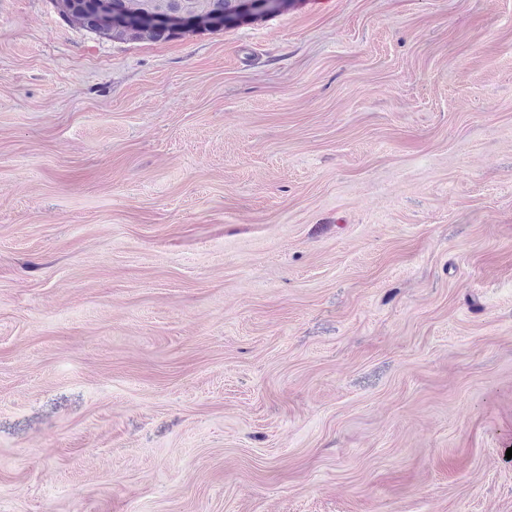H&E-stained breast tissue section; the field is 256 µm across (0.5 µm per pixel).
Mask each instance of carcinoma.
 I'll return each mask as SVG.
<instances>
[{"mask_svg": "<svg viewBox=\"0 0 512 512\" xmlns=\"http://www.w3.org/2000/svg\"><path fill=\"white\" fill-rule=\"evenodd\" d=\"M77 0L80 26L93 33L115 39H165L176 35L165 18L183 13L192 19L191 28H218L234 24L250 4L254 16L277 11L282 0Z\"/></svg>", "mask_w": 512, "mask_h": 512, "instance_id": "1", "label": "carcinoma"}]
</instances>
